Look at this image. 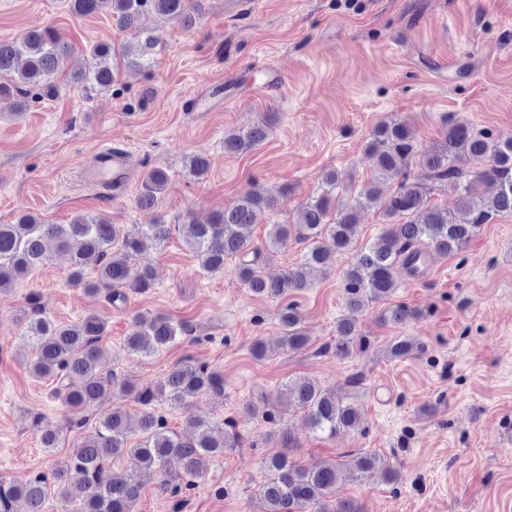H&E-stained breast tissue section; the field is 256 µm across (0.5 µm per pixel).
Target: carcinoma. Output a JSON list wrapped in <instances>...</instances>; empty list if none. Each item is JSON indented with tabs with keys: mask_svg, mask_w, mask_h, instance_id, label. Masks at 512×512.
<instances>
[{
	"mask_svg": "<svg viewBox=\"0 0 512 512\" xmlns=\"http://www.w3.org/2000/svg\"><path fill=\"white\" fill-rule=\"evenodd\" d=\"M105 5L111 7L117 28L132 32L137 44L133 50L118 51L100 41L86 50L85 64L71 72L68 81L89 96L109 89L124 67L149 70L154 66L159 36L139 28L142 15L153 13L190 23L194 10L192 0H71L72 10L79 16L95 14ZM70 51L69 44L52 28L33 30L21 39H1L0 98L10 99L21 108L33 98L55 96L56 75L63 71ZM267 132L266 122H257L246 131L224 138V149L248 151L260 144ZM369 149L376 156L380 176L363 187L352 204L340 201L345 186L339 173L331 170L302 206L298 223L271 225L267 246L284 249L292 239L307 244L301 262L280 279L264 277L261 248L252 245L253 226L262 223L266 211L275 205L270 191L253 188L233 206L214 214L208 223L190 220L182 225L184 242L201 260L203 269L220 272L226 259L235 258L236 273L253 293L279 297L308 287L311 271L326 268L336 253L350 247L359 210L381 211L386 222L377 241L356 255L346 273V314L336 320L335 344L336 356L343 358L366 343L359 316L370 303L393 294L396 267L415 275L423 265L422 255L455 254L481 225L491 224L501 215H512V139L499 140L464 121L451 119L443 149L421 158V174L415 178L403 173L415 154L404 123H379L372 132ZM460 154L477 161L481 168L463 174L452 164ZM398 174L402 180L397 187L388 186L386 179ZM168 181L165 170L148 171L139 204L155 205ZM484 183L496 186L490 198L479 192ZM433 184L453 186V210L429 205ZM168 235L166 224H145L126 231L99 215L79 214L67 224H46L33 214H22L14 224H0V291L44 265L49 260L48 246L52 245L69 254L68 279L72 285L88 294L105 290L111 299L122 301L126 291H144L151 286L152 271L135 266L134 261L147 248L165 242ZM90 264L92 275L86 271ZM33 314L22 333L35 351L32 371L38 377L57 380V394L79 416V425L89 423L87 413L101 397L118 392L134 396L140 404L143 437L131 442L127 413L120 407L113 409L97 419L91 434L73 449L65 467L52 477L40 474L24 484L8 486V491L0 494V512H44L52 486L63 501L75 505L73 512H134L140 497L141 472L161 474V492L175 495L195 486L206 458L239 447L240 436L233 423L219 430L205 419H193L188 433L180 436L167 430L164 417L155 410L158 405L179 407L204 395L224 397V377L220 373L185 359L164 378L143 388L125 374L102 373L103 319L89 315L76 324L57 325L43 316L40 307ZM414 316L415 311L403 304L383 312L384 320L394 324H405ZM280 322L284 330L282 346L303 348L306 339L299 328L296 308H284ZM133 327L126 340L131 355L156 352L186 331L185 326L149 311L136 312ZM285 390L289 404L301 412L312 433L333 436L359 427L358 409L336 401L314 381L297 378L288 382ZM277 435L285 451L265 460L268 479L259 490L264 512H303L308 507L314 512H360L354 500L336 496L346 479L372 473L388 483L398 478L393 463L369 453L301 466L290 457L295 447L291 435L284 430ZM123 461L129 462L126 478H109L112 464Z\"/></svg>",
	"mask_w": 512,
	"mask_h": 512,
	"instance_id": "carcinoma-1",
	"label": "carcinoma"
}]
</instances>
